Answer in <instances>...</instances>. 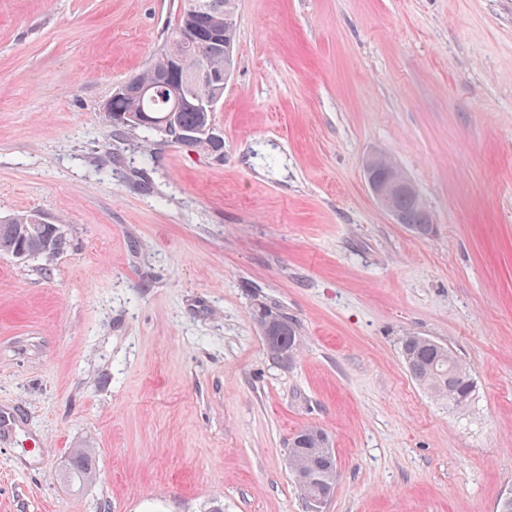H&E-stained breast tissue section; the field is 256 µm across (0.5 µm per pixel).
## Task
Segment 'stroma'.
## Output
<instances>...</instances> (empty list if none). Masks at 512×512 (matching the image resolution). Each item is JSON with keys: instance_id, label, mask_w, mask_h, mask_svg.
Wrapping results in <instances>:
<instances>
[{"instance_id": "35a3bbf8", "label": "stroma", "mask_w": 512, "mask_h": 512, "mask_svg": "<svg viewBox=\"0 0 512 512\" xmlns=\"http://www.w3.org/2000/svg\"><path fill=\"white\" fill-rule=\"evenodd\" d=\"M180 0H0V512H306L288 442L322 429L324 512H496L512 488V0H237L224 157L113 127ZM391 157L435 229L364 181ZM298 327L267 351L255 315ZM476 385L449 409L405 337ZM93 454L63 478L73 449ZM44 221L37 214H16L0 219V252L25 257L54 253L63 248L65 241L57 224ZM30 224H43L40 234H33ZM48 243V246H47ZM274 316L279 324V328L274 335L265 341L267 349L277 359L291 363L295 360L298 353V328L293 322L288 320V317L277 313ZM401 353L414 380L435 397L457 408L471 402L474 386L469 371L446 346L427 337L408 336Z\"/></svg>"}]
</instances>
